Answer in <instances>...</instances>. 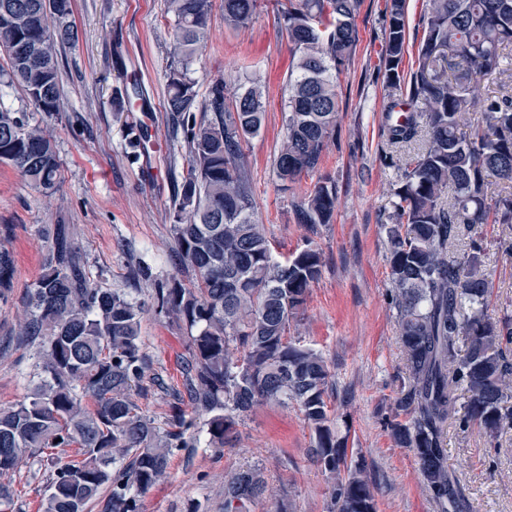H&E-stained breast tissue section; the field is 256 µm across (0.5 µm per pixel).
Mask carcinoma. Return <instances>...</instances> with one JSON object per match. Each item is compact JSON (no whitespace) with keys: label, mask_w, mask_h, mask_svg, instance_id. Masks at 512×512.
<instances>
[{"label":"carcinoma","mask_w":512,"mask_h":512,"mask_svg":"<svg viewBox=\"0 0 512 512\" xmlns=\"http://www.w3.org/2000/svg\"><path fill=\"white\" fill-rule=\"evenodd\" d=\"M415 69L402 70L406 0H386L385 48L376 76L389 91L383 133L417 152L398 168L391 223L384 225L399 344L409 372L390 423L396 446L410 449L421 483L440 512L466 502L448 471L446 432L476 427L494 436L512 426V312L488 314L493 280L482 266L476 227L501 228L498 251L512 258V0H427ZM258 0H224V22L245 27ZM361 0H282L278 24L293 45L285 87L286 134L274 158L281 187L320 170L333 139L338 75L355 53ZM173 51L163 107L189 148L174 186L176 264L195 274L156 283V308L187 331L185 400L175 396L165 426L144 415L133 393L144 389L142 303L95 286L69 230L54 235L30 291L20 332L36 347L37 381L25 399L0 410V476L27 457L47 454L54 468L43 512H84L110 488L104 512H139V497L166 478L171 457L194 448L202 432L212 448L236 434L245 413L263 402H294L313 433L310 455L333 480L329 512H377L375 483L364 457L348 458L327 404L331 374L321 353L288 339L322 275L319 249L307 243L281 263L263 225L253 219L251 173L243 144L266 114L251 84L226 106L224 85L199 99L191 67L208 33L210 0H167ZM72 0H0V75L30 104L59 110L58 43L76 40ZM40 42L28 52L23 45ZM0 163L49 193L62 163L52 136L26 115L0 106ZM336 182L320 176L295 209L314 230L332 223ZM468 239L459 251L456 243ZM15 275L0 243V303ZM465 353H460V341ZM467 395L458 416L457 391ZM96 403L83 404L85 396ZM258 468L224 481V512H251L266 499Z\"/></svg>","instance_id":"cac0c4a2"}]
</instances>
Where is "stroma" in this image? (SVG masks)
Listing matches in <instances>:
<instances>
[{"label":"stroma","instance_id":"obj_1","mask_svg":"<svg viewBox=\"0 0 512 512\" xmlns=\"http://www.w3.org/2000/svg\"><path fill=\"white\" fill-rule=\"evenodd\" d=\"M142 2L134 12L130 0H74L78 39L57 48L60 109L53 115L35 111L18 87L0 77V105L26 113L49 131L62 162L61 180L48 194L28 185L13 167L0 165V241L15 259L14 288L8 303L0 304V409L23 400L35 369V349L20 336L18 321L61 224L70 228L98 286L145 305L146 372L162 375L164 384L135 393L141 411L163 423L174 392L183 387L186 332L156 310L154 282L172 275L194 279L172 259L174 185L187 165L188 146L174 135L166 112H157L154 140L161 172L158 179L146 180L143 161L129 146L136 115L119 104L133 76L143 94L159 102L165 95L174 19L165 0ZM384 2L362 0L356 53L337 80L338 130L320 168L336 181V211L332 223L317 231L297 223L294 214L316 176L302 177L283 191L273 166L285 134L281 98L292 54L277 24L276 0H259L253 22L243 28L226 25L222 0H211L208 39L192 70L203 97L219 80L229 93L251 81L264 87L268 105L261 132L244 145L254 218L266 226L276 259L310 241L323 263L288 335L327 360L330 416L339 434L347 436L349 453L365 457L378 512H438L422 487L412 451L397 447L387 430L408 377L382 230L397 181L396 168L384 159L382 113L390 98L375 79L385 40ZM481 232L484 265L496 283L488 312L496 317L502 309L512 310V259L501 257L493 226H482ZM142 259L152 266V280L133 275ZM237 431L224 447L202 441L176 452L167 479L141 496L140 512H224L225 475L248 466L261 469L272 493L253 512H275L279 506L287 512H327L331 481L311 459V432L295 405L258 407ZM446 444L448 469L469 512H512V429L491 437L452 425ZM51 474L50 462L40 457L19 465L10 476L14 512H38Z\"/></svg>","mask_w":512,"mask_h":512}]
</instances>
